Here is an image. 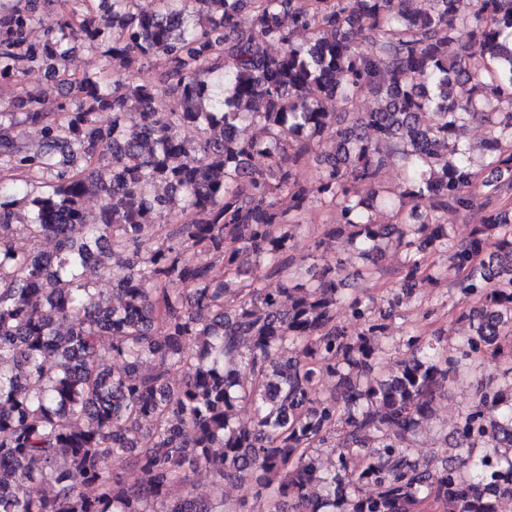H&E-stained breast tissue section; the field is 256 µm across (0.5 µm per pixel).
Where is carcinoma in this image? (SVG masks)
<instances>
[{"label": "carcinoma", "instance_id": "obj_1", "mask_svg": "<svg viewBox=\"0 0 512 512\" xmlns=\"http://www.w3.org/2000/svg\"><path fill=\"white\" fill-rule=\"evenodd\" d=\"M12 2L0 0V87L42 70L71 98L51 110L26 89L0 106V169L13 173L0 180V512H248L251 497L268 512H498L512 498V359L499 382L476 380L454 427L456 463L423 467L403 440L512 333V218L496 206L512 180L480 179L462 137L482 116L491 137L481 149L512 173V0H474L469 16L455 0H309L304 10L295 0H64L55 19L41 0ZM36 25L41 41L30 38ZM74 39L123 72L72 77ZM147 64L158 72L144 83ZM363 92L378 106L336 125V101ZM166 93L179 111H159ZM132 110L142 122L127 127ZM244 122L249 137L225 135ZM328 138L335 154L298 183L292 167ZM390 159L409 188L381 181ZM89 196L98 224L84 223ZM397 197L396 222H379ZM479 197L483 223L448 243L436 213L469 211ZM313 203L339 213L314 249L345 232L362 259L403 252L407 298L427 252L448 251L472 333L451 346L411 336L413 357L373 376L388 315L344 299L313 253L289 254ZM177 206L187 222L162 232ZM50 235L55 252L30 247ZM247 262L271 282L235 277ZM217 263L232 276L217 279ZM100 276L112 296L93 288ZM344 301L357 331L336 321ZM104 338L118 371L100 360ZM326 370L342 398L321 394ZM244 403L249 426L235 421ZM196 468L244 494L227 504L183 491ZM37 482L51 495L31 496Z\"/></svg>", "mask_w": 512, "mask_h": 512}]
</instances>
